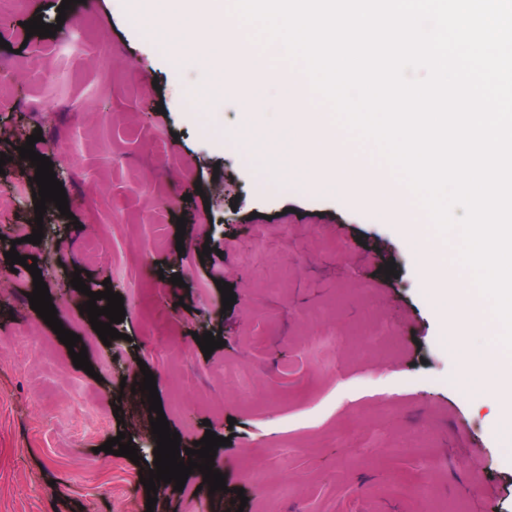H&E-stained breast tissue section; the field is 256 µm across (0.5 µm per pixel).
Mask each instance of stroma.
<instances>
[{
	"mask_svg": "<svg viewBox=\"0 0 512 512\" xmlns=\"http://www.w3.org/2000/svg\"><path fill=\"white\" fill-rule=\"evenodd\" d=\"M61 3L0 6L13 63L0 72V196L13 201L0 214V512H512L492 396L457 384L428 284L380 206L271 177L236 136L241 100L194 98L200 73L125 0ZM60 15L55 36H27L25 21ZM37 129L70 210L48 204L39 225L35 168L17 152ZM17 224L42 227L40 244L15 243ZM13 249L36 258L93 373L31 309ZM77 269L124 299L111 344L80 311ZM207 332L224 341L208 357ZM146 368L181 448L230 437L214 458L223 498L196 471L147 510L156 442L133 391ZM121 432L142 464L101 452Z\"/></svg>",
	"mask_w": 512,
	"mask_h": 512,
	"instance_id": "obj_1",
	"label": "stroma"
}]
</instances>
